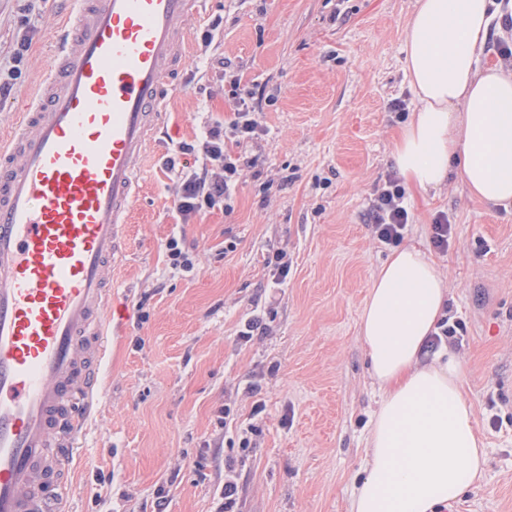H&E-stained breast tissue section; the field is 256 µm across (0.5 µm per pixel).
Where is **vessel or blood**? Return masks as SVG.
I'll use <instances>...</instances> for the list:
<instances>
[{
    "label": "vessel or blood",
    "instance_id": "b4317fda",
    "mask_svg": "<svg viewBox=\"0 0 512 512\" xmlns=\"http://www.w3.org/2000/svg\"><path fill=\"white\" fill-rule=\"evenodd\" d=\"M36 104L0 147V512H69L106 353L112 265L205 0H70Z\"/></svg>",
    "mask_w": 512,
    "mask_h": 512
}]
</instances>
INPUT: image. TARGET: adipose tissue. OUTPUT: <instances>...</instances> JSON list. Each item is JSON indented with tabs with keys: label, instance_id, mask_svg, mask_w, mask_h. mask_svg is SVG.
<instances>
[{
	"label": "adipose tissue",
	"instance_id": "1",
	"mask_svg": "<svg viewBox=\"0 0 512 512\" xmlns=\"http://www.w3.org/2000/svg\"><path fill=\"white\" fill-rule=\"evenodd\" d=\"M491 5L416 0L404 49L417 107L392 152L408 187L441 191L455 167L471 196L512 202V71L476 65ZM448 298L435 261L412 245L372 277L359 335L381 401L349 512H443L483 475L486 451L463 393V365L448 347H427Z\"/></svg>",
	"mask_w": 512,
	"mask_h": 512
}]
</instances>
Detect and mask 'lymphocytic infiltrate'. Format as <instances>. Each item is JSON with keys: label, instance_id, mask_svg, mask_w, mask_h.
Listing matches in <instances>:
<instances>
[{"label": "lymphocytic infiltrate", "instance_id": "lymphocytic-infiltrate-1", "mask_svg": "<svg viewBox=\"0 0 512 512\" xmlns=\"http://www.w3.org/2000/svg\"><path fill=\"white\" fill-rule=\"evenodd\" d=\"M228 97L233 117L229 123L214 122L206 127L198 145L179 142L165 159L168 168H175L181 155L193 153L199 166L185 174L173 200L172 214L177 223L203 215L219 206H227L236 188L239 157L224 147L225 135H232L237 145L253 146L261 141L264 131L255 117L256 92L242 84L240 78L229 83ZM380 242L399 245L409 226V212L404 204V189L398 179L388 178L378 190L368 214Z\"/></svg>", "mask_w": 512, "mask_h": 512}]
</instances>
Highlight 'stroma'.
<instances>
[{"label": "stroma", "instance_id": "1", "mask_svg": "<svg viewBox=\"0 0 512 512\" xmlns=\"http://www.w3.org/2000/svg\"><path fill=\"white\" fill-rule=\"evenodd\" d=\"M414 0H208L192 25L186 62L170 82L165 116L144 159L139 199L112 279L127 318L110 323L99 404L74 460V512H216L225 459L234 462L238 512H348L380 395L358 322L381 244L367 213L394 172L392 145L416 100L405 70L404 28ZM65 0H0V74L17 41L31 48L0 136L41 79L61 35ZM221 22L211 44L202 34ZM227 69H220V62ZM253 86L260 149L241 150L231 211L187 224L172 216V142L197 143L230 119L220 72ZM404 238L430 253L451 283L447 345L463 362V390L487 463L475 490L448 512H512V204L470 197L458 172L438 194L406 190ZM455 226L433 251L432 223ZM178 237L195 260L171 270ZM287 253L278 281L268 260ZM250 339H241L248 322ZM229 417H221L223 407Z\"/></svg>", "mask_w": 512, "mask_h": 512}]
</instances>
